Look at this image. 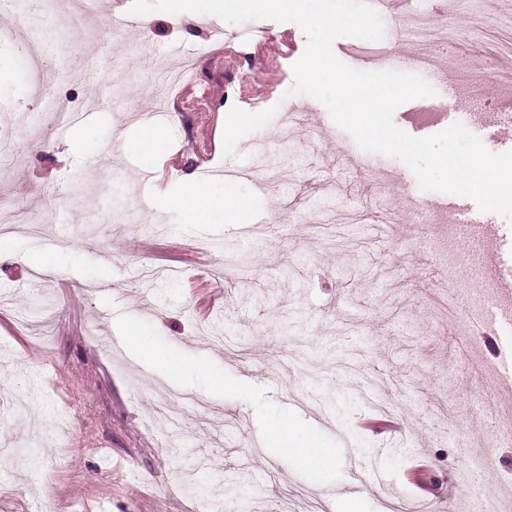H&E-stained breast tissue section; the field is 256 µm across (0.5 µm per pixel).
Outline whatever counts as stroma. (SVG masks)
<instances>
[{"label": "stroma", "instance_id": "35a3bbf8", "mask_svg": "<svg viewBox=\"0 0 512 512\" xmlns=\"http://www.w3.org/2000/svg\"><path fill=\"white\" fill-rule=\"evenodd\" d=\"M107 14L67 7L29 25L0 10V138L28 143L0 173V203L53 212L39 237L0 236V512H308L317 499L345 512L340 490L357 512L390 498L462 512L477 486L512 512L498 489L512 445L491 427L485 372L512 352V323L456 335L447 313L469 296L438 275L425 226L398 217L412 199L445 210L453 195L421 190L395 157L352 167L363 151L328 108L287 97L307 43L297 23L264 21L272 41L245 45L217 17L190 28L153 12L119 33ZM476 21L486 35L474 41ZM459 27L469 54L495 56L512 0H480ZM174 45L185 81L211 94L207 113L164 85ZM47 99L78 121L33 135ZM500 103L491 86L481 105L430 113L420 98L393 119L419 138L459 122L499 153L512 139L492 141L477 114ZM228 112L260 121L228 138ZM259 142L281 165L271 187L250 175ZM207 168L213 198L229 180L247 203L243 223L161 209L180 176ZM311 209L326 223H305ZM42 251L54 271L32 293ZM36 298L45 316L19 326ZM133 321L163 360L126 346ZM382 410L400 432L359 428ZM279 424L333 465L285 454ZM423 456L426 492L405 480ZM198 480L209 499L189 494Z\"/></svg>", "mask_w": 512, "mask_h": 512}]
</instances>
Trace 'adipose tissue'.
Segmentation results:
<instances>
[{
	"label": "adipose tissue",
	"instance_id": "adipose-tissue-1",
	"mask_svg": "<svg viewBox=\"0 0 512 512\" xmlns=\"http://www.w3.org/2000/svg\"><path fill=\"white\" fill-rule=\"evenodd\" d=\"M163 205L187 211L194 224L211 223L218 211L241 219L247 209L246 204L229 188L225 189L221 200H213L207 185L191 174L182 177L177 191L166 195Z\"/></svg>",
	"mask_w": 512,
	"mask_h": 512
}]
</instances>
